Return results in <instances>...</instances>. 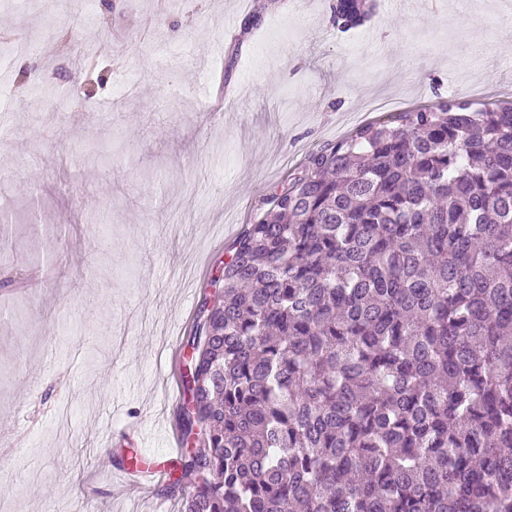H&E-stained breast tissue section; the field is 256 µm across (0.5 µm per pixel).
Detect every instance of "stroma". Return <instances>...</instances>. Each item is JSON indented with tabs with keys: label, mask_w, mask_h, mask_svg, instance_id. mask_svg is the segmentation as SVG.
Here are the masks:
<instances>
[{
	"label": "stroma",
	"mask_w": 512,
	"mask_h": 512,
	"mask_svg": "<svg viewBox=\"0 0 512 512\" xmlns=\"http://www.w3.org/2000/svg\"><path fill=\"white\" fill-rule=\"evenodd\" d=\"M261 2L237 46L224 20L245 21L239 0H112L78 20L69 0H0L15 93L0 277L31 285L0 293V512H177L163 481L125 485L119 463L182 453L179 367L225 247L311 150L378 117L372 102L512 99L499 0H374L347 32L334 0ZM69 34L93 49L80 76ZM224 73L237 103L209 111Z\"/></svg>",
	"instance_id": "35a3bbf8"
}]
</instances>
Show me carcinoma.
I'll use <instances>...</instances> for the list:
<instances>
[{
    "label": "carcinoma",
    "instance_id": "1",
    "mask_svg": "<svg viewBox=\"0 0 512 512\" xmlns=\"http://www.w3.org/2000/svg\"><path fill=\"white\" fill-rule=\"evenodd\" d=\"M268 204L188 337L180 512H512V101L388 112Z\"/></svg>",
    "mask_w": 512,
    "mask_h": 512
}]
</instances>
